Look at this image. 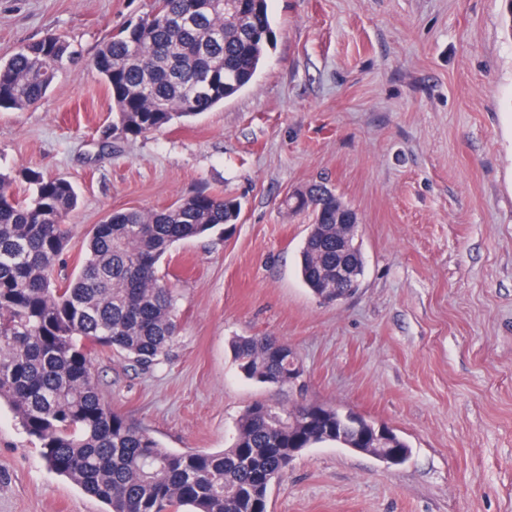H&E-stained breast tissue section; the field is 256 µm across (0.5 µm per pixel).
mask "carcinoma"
<instances>
[{
    "label": "carcinoma",
    "mask_w": 512,
    "mask_h": 512,
    "mask_svg": "<svg viewBox=\"0 0 512 512\" xmlns=\"http://www.w3.org/2000/svg\"><path fill=\"white\" fill-rule=\"evenodd\" d=\"M276 43L268 0H153L137 23L112 35L93 60L112 91L116 124L135 138L210 111L249 87ZM78 55L61 35L0 62V108L43 100L65 62ZM79 195L63 177L0 171V404L40 443L46 466L105 506L104 512H267L288 449L334 443L352 433L344 413L301 401L263 403L237 423L217 452L161 446L140 423L112 409L93 356L110 349L149 367L179 334L172 288L158 275L177 243L237 223L239 203L198 190L160 209L115 211L87 233L85 260L58 274L72 239ZM313 223L299 252L302 281L323 303L348 292L336 257L365 264L355 211L319 181L286 199ZM234 362L248 380L288 383V345L236 336Z\"/></svg>",
    "instance_id": "carcinoma-1"
}]
</instances>
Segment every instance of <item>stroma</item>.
<instances>
[{"label": "stroma", "instance_id": "stroma-1", "mask_svg": "<svg viewBox=\"0 0 512 512\" xmlns=\"http://www.w3.org/2000/svg\"><path fill=\"white\" fill-rule=\"evenodd\" d=\"M152 0H0V59L45 32L79 63L47 97L0 109V167L69 180L79 205L60 262L117 210L207 187L235 198L228 234L176 244L159 274L179 335L150 368L106 351L113 408L167 448L217 451L257 402L307 399L392 428L390 467L322 444L269 491L268 512H512V32L501 0H270L276 45L253 83L185 123L100 146L115 119L91 65ZM323 180L358 216L357 291L316 301L297 259L311 222L288 195ZM270 335L302 376L244 378L235 336ZM44 464L0 408V512H101Z\"/></svg>", "mask_w": 512, "mask_h": 512}]
</instances>
